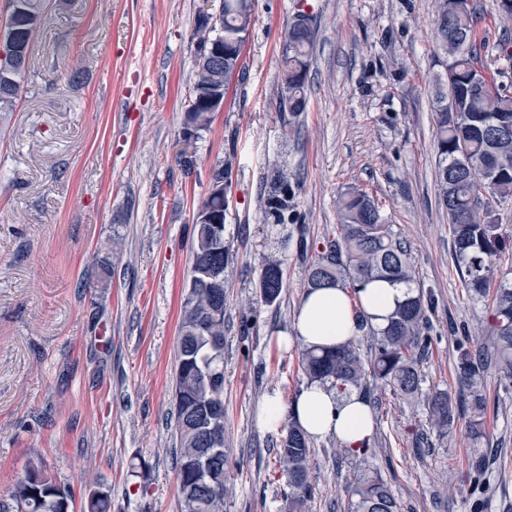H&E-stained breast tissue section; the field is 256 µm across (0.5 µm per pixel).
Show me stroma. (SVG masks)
Segmentation results:
<instances>
[{
	"instance_id": "stroma-1",
	"label": "stroma",
	"mask_w": 512,
	"mask_h": 512,
	"mask_svg": "<svg viewBox=\"0 0 512 512\" xmlns=\"http://www.w3.org/2000/svg\"><path fill=\"white\" fill-rule=\"evenodd\" d=\"M203 0H46L12 111L0 114V494L41 458L75 512L100 487L112 512H180L173 385L193 263V216L224 168V426L233 473L224 512H288L270 396L307 379L281 348L306 292L309 258L341 229L348 187L379 203L431 298L421 392L456 391L459 346L478 344L489 299L471 298L436 193L431 37L434 0H255L224 106L185 147ZM315 32L307 107L292 131L278 110L280 35ZM80 69L72 83L63 65ZM192 156V169L179 160ZM288 179L283 221L264 201ZM283 263L278 300H257L265 256ZM485 436L468 415L441 437L424 405L390 391L370 405L367 449L311 439L302 512H348L357 474L379 473L399 512H512V382L488 373ZM486 456L475 489L470 463Z\"/></svg>"
}]
</instances>
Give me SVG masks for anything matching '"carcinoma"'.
Listing matches in <instances>:
<instances>
[{
  "label": "carcinoma",
  "instance_id": "obj_1",
  "mask_svg": "<svg viewBox=\"0 0 512 512\" xmlns=\"http://www.w3.org/2000/svg\"><path fill=\"white\" fill-rule=\"evenodd\" d=\"M222 14L214 26L196 17L191 40L195 46L222 42L224 53L196 58L195 80L185 112L183 135L198 136L208 129L212 110L208 102L224 99V89L240 70L255 0H221ZM45 0H20V40L24 54L13 78L24 70L30 44L39 27ZM479 16L469 0H438L433 39L441 56L445 80L434 87L433 150L437 190L448 213L459 269L470 296L489 292L500 256L512 252V237L501 232L490 201L512 197V84L495 83L483 65L485 42L477 35ZM282 69L278 110L293 120L306 109L305 80L313 52V30L301 20L281 33ZM224 165L215 167L206 198L193 221L192 275L182 303L178 335V364L174 400L180 448L176 479L181 512H224L230 479L224 448V269L227 250L224 232L208 219L224 221ZM268 213L282 221L288 209L285 183L273 179L266 200ZM341 233L325 241L312 259L306 288L356 289L373 280L411 285L415 270L406 244L383 222L379 204L367 192L350 188L337 200ZM284 288L282 263L265 259L259 280L260 299L271 305ZM431 304L420 292L408 298L387 318L381 329H369L371 354L362 358L351 340L334 349L303 347L299 366L310 381L368 389L375 381L409 400L421 390V365L431 345L425 334ZM476 350L463 347L454 366L457 399L448 391L427 395L428 424L438 435L451 433L457 415L470 413L469 437L485 435V375L495 371L512 381V279L502 277L492 301V321ZM279 466L290 494L289 508L300 509L310 495V441L297 421L277 451ZM108 492L90 494L87 512H111ZM0 512H73L71 489L51 476L41 459L28 462L24 474L0 496ZM348 512H398L396 499L376 473L356 476Z\"/></svg>",
  "mask_w": 512,
  "mask_h": 512
}]
</instances>
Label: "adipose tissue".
Instances as JSON below:
<instances>
[{
	"instance_id": "1",
	"label": "adipose tissue",
	"mask_w": 512,
	"mask_h": 512,
	"mask_svg": "<svg viewBox=\"0 0 512 512\" xmlns=\"http://www.w3.org/2000/svg\"><path fill=\"white\" fill-rule=\"evenodd\" d=\"M410 291L405 284L374 281L358 294L345 288H323L305 295L296 315L292 334L280 336L287 347H333L359 336L360 320L376 329L405 301ZM296 417L312 438L336 437L345 448L364 451L374 431L373 411L363 394L353 387L310 382L304 385L292 404L278 397L265 400L258 414L260 423L271 427L285 418Z\"/></svg>"
}]
</instances>
